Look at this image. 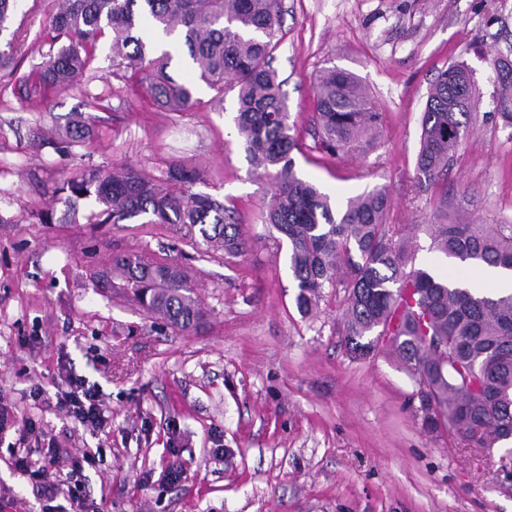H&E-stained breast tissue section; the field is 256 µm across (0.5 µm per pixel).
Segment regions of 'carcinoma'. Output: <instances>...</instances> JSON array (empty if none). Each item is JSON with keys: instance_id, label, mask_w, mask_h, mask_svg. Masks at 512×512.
Returning a JSON list of instances; mask_svg holds the SVG:
<instances>
[{"instance_id": "carcinoma-1", "label": "carcinoma", "mask_w": 512, "mask_h": 512, "mask_svg": "<svg viewBox=\"0 0 512 512\" xmlns=\"http://www.w3.org/2000/svg\"><path fill=\"white\" fill-rule=\"evenodd\" d=\"M281 24L280 0H66L49 15L48 29L52 39L65 37L68 44L47 54L36 76L47 88H69L108 36L115 71L146 72L154 100L179 112L192 105L193 88L169 74L168 53L152 57L154 46L142 31L155 27L183 38L199 80L215 97L237 91L238 135L267 177L264 223L288 247L297 309L306 316L324 289L344 288L345 346L364 357L379 342L390 343L418 385V412L428 429L448 424L482 448L512 439V292H479L429 269H407L410 229L387 223L386 190L352 198L335 211L328 195L296 175L291 153L297 141L270 66ZM493 69L494 116L512 126V60L499 57ZM314 91L323 151L344 159L354 144L374 137L381 114L356 76L328 69ZM475 92L472 73L463 64L448 67L430 87L416 160V174L425 181L447 175L471 130ZM199 180L197 171L178 164L158 176L135 168L120 173L88 169L55 192L66 194V221H76L78 201L92 197L105 206L101 224L146 214L151 224L198 230L207 248L222 250L228 258L241 255L246 241L233 211L207 194L189 192ZM433 221L432 249L454 265L512 270V224L453 218L446 199ZM106 272L148 312L182 331L193 330L203 318L191 296L189 274L163 259L114 255Z\"/></svg>"}]
</instances>
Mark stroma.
I'll return each mask as SVG.
<instances>
[{"mask_svg": "<svg viewBox=\"0 0 512 512\" xmlns=\"http://www.w3.org/2000/svg\"><path fill=\"white\" fill-rule=\"evenodd\" d=\"M59 0H18L0 48V508L69 512L11 464L23 420L39 422L71 456L99 450L84 468L88 512H512L508 447L470 444L452 427L428 431L415 415L417 384L380 344L357 359L345 348L343 288L302 315L288 250L266 239L268 184L250 162L234 118L235 93L216 100L181 43L171 73L195 85L181 112L158 106L138 78L114 75L108 40L80 81L60 92H18L49 54L44 26ZM272 52L299 148L298 177L333 203L388 189V223L416 226L413 267L471 280L430 248L424 231L440 195L449 210L512 224V127L494 117L493 60L512 55V0H282ZM464 63L476 81V122L443 184L419 183L420 117L440 72ZM353 73L382 122L347 161L322 152L313 87L324 70ZM85 142L58 137L72 118ZM178 163L199 171L197 193L233 209L248 243L238 257L191 244L170 224L138 217L93 224L92 199L74 224L56 186L82 170L133 167L157 175ZM156 257L189 272L204 312L184 332L147 313L93 274L115 254ZM99 386L110 423L94 434L57 405L63 367ZM41 397H34V388ZM183 471L170 484V466Z\"/></svg>", "mask_w": 512, "mask_h": 512, "instance_id": "stroma-1", "label": "stroma"}]
</instances>
